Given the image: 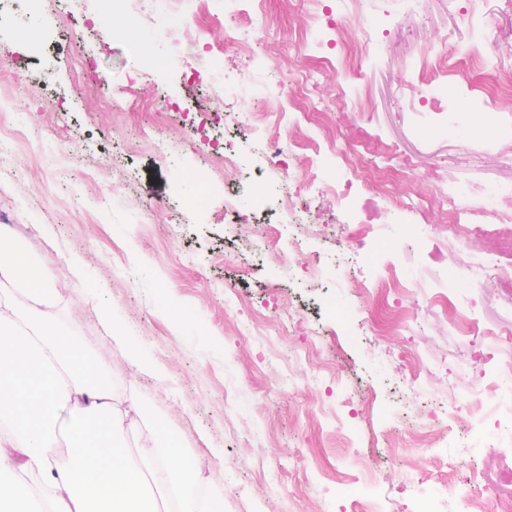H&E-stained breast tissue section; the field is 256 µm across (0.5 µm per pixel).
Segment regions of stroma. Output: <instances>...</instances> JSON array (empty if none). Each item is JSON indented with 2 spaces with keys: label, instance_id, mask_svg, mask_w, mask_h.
<instances>
[{
  "label": "stroma",
  "instance_id": "stroma-1",
  "mask_svg": "<svg viewBox=\"0 0 512 512\" xmlns=\"http://www.w3.org/2000/svg\"><path fill=\"white\" fill-rule=\"evenodd\" d=\"M28 0H11L0 21V235L35 260L52 290L53 322L78 336L104 370L114 403L127 408L137 396L140 418H127L124 443L131 451L152 446L151 417L166 420L181 451L210 466L214 487L224 493V512H353L338 489L336 473L353 477L363 498L385 512H415L416 487L432 489L433 465L468 472L469 449L496 461L512 440L501 432L471 431L467 420L450 421L449 442L422 452L405 423L417 397L402 387L415 376L434 393L457 397L455 370L481 358L479 375L494 384L498 344L512 333V305L496 288L477 296L480 333L456 335L450 320L457 303L434 301L420 314V334L376 335L362 310L361 283L372 267L367 250L354 248L360 225L377 233L400 222L378 185L352 187L344 196L319 180L289 183L288 192L318 225L282 223L278 199L256 222L273 239L302 237L288 264L249 252L236 224L224 217V167L194 138V126L223 108L219 92L195 80L204 71V49L174 58L158 78L142 83L139 104L107 105L99 78L119 79L131 60L115 33L123 23L106 21L94 0L86 9L70 0H39L34 28H26ZM422 14H396L391 0H357V20H380L387 29L381 49L363 66L361 79L341 77L323 87L322 112L283 119L272 114L267 135L304 140L324 132L365 144L358 158L369 171L390 166L392 180L422 195L443 183L466 184L473 195L498 180L512 179V147H484L478 116H458L456 97H438L446 128L431 132L409 83L423 57H441L449 79L480 103L482 112L512 107L496 96L498 78L512 73V5L507 0H422ZM301 0H267L258 26L267 31L259 61L233 48V21L214 15L204 27L186 24L183 43L197 36L223 46L225 73L242 84L278 82L286 95L297 88L296 64L310 51L297 39L304 23ZM495 27L499 45L475 37L478 26ZM373 89L361 96L363 84ZM359 98L346 109L336 90ZM170 98L178 112L156 111ZM244 155L232 183L241 190L282 175L268 159L252 155L249 130L226 126ZM194 158L203 179L182 180L181 163ZM427 225L423 240L390 254V261L432 275L459 261L468 249L495 250L512 223L491 216L481 235L458 243L438 225L437 208L410 216ZM316 266L338 272L325 282ZM240 297L241 311L224 312L225 292ZM355 307L347 320L331 315L336 299ZM292 307L314 336L276 330L281 308ZM260 316L262 333L241 334V324ZM309 355L306 367L297 353ZM345 379L359 391L371 424L351 434L331 387ZM377 464L366 474L360 459Z\"/></svg>",
  "mask_w": 512,
  "mask_h": 512
}]
</instances>
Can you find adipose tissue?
<instances>
[{
  "instance_id": "1",
  "label": "adipose tissue",
  "mask_w": 512,
  "mask_h": 512,
  "mask_svg": "<svg viewBox=\"0 0 512 512\" xmlns=\"http://www.w3.org/2000/svg\"><path fill=\"white\" fill-rule=\"evenodd\" d=\"M22 286L16 305L3 287ZM47 280L29 254L0 238V512H155L151 493L174 496L179 512H224L205 488V468L174 446L165 420L152 423L153 448L118 441L121 422L102 368L44 310ZM73 444L60 459L57 437Z\"/></svg>"
}]
</instances>
